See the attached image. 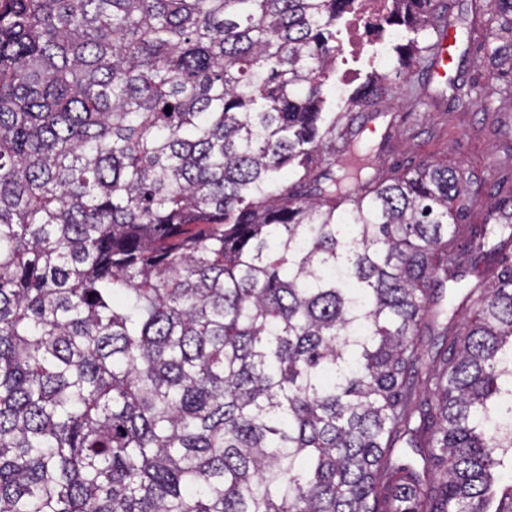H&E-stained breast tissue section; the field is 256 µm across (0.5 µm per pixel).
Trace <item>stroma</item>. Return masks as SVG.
Returning <instances> with one entry per match:
<instances>
[{
  "mask_svg": "<svg viewBox=\"0 0 512 512\" xmlns=\"http://www.w3.org/2000/svg\"><path fill=\"white\" fill-rule=\"evenodd\" d=\"M419 81V97H385L365 112L352 108L349 117L359 141L379 150L386 174L427 159L473 172L483 183V195L467 223H482L493 203L512 211V173L502 166L512 155V93L465 107L453 100L446 81L426 75Z\"/></svg>",
  "mask_w": 512,
  "mask_h": 512,
  "instance_id": "stroma-1",
  "label": "stroma"
}]
</instances>
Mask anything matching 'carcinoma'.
Listing matches in <instances>:
<instances>
[{
  "mask_svg": "<svg viewBox=\"0 0 512 512\" xmlns=\"http://www.w3.org/2000/svg\"><path fill=\"white\" fill-rule=\"evenodd\" d=\"M392 2L428 61L447 16ZM351 4L0 0V512H512V213L371 172L327 100Z\"/></svg>",
  "mask_w": 512,
  "mask_h": 512,
  "instance_id": "1",
  "label": "carcinoma"
}]
</instances>
